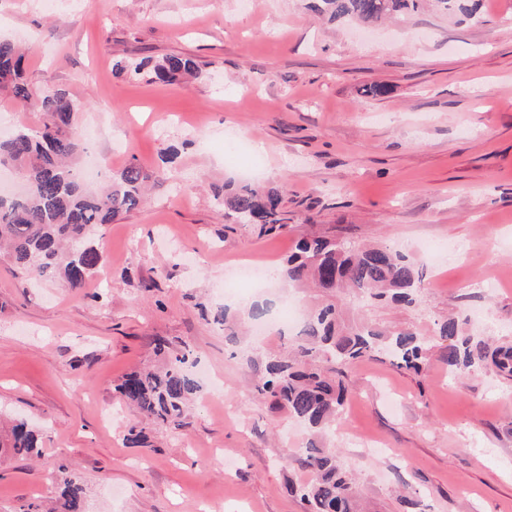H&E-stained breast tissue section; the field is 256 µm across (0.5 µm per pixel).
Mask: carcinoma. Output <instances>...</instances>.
<instances>
[{
    "label": "carcinoma",
    "instance_id": "obj_1",
    "mask_svg": "<svg viewBox=\"0 0 512 512\" xmlns=\"http://www.w3.org/2000/svg\"><path fill=\"white\" fill-rule=\"evenodd\" d=\"M331 14L348 15L371 22L421 0H321ZM23 54L17 43L0 39V91H7L20 109L34 108L41 125L21 127L11 138L0 139V165L10 164L25 182L26 192L0 197V245L9 249L13 265L38 276L63 278L71 288L81 287L97 269L101 254L92 244L96 229L119 214L139 208L145 199L146 176L130 165L99 191L88 189L72 161L79 146L72 123L80 105L57 88L32 89L24 79ZM117 74L132 71L149 82L174 81L185 74L199 75L196 64L180 56L150 62L118 61ZM228 215L241 224H259L270 232L285 227L281 195L274 187L227 183L221 195ZM285 284L309 280L329 296L352 294L366 303L390 298L411 306L418 301L419 272L416 264L399 251L377 245L359 248L345 239L305 234L296 251L273 274ZM217 322L224 336L236 340V317L223 310ZM448 339V366L469 369L491 364L512 380V342L492 348L462 334L459 320L436 323L435 335L411 330L389 334L365 321L345 324L341 304H322L308 314L300 341L286 355L266 353L249 359L261 374L259 396L271 400L300 420L314 434L332 430L342 418L346 389L336 376L368 357L384 356L399 369L418 373L425 363L434 336ZM157 353L164 363L157 370L128 374L116 390L150 422L160 427L183 425L189 404L200 397L202 386L191 371L192 349H171L160 343ZM16 456L39 454L35 432L25 421L12 425L0 436V452ZM301 467L312 473L303 484H290L305 512H355V485L343 469L336 449L310 442L297 449ZM63 512H83V485L59 467Z\"/></svg>",
    "mask_w": 512,
    "mask_h": 512
}]
</instances>
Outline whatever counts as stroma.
<instances>
[{"label": "stroma", "mask_w": 512, "mask_h": 512, "mask_svg": "<svg viewBox=\"0 0 512 512\" xmlns=\"http://www.w3.org/2000/svg\"><path fill=\"white\" fill-rule=\"evenodd\" d=\"M313 0H0V37L29 45L25 76L81 103L73 133L102 179L139 166V208L95 237L79 288L0 257V417L40 434L32 458L0 456V512L55 506L67 466L85 512H303L289 484L309 431L255 392L250 358L287 349L271 328L232 346L220 310L308 308L312 290L269 285L225 297L240 261L277 266L301 234L380 242L415 257L419 301L365 318L422 334L448 315L464 334L512 340V0H470L365 25ZM192 59V83L115 74L119 60ZM384 87L375 96L371 87ZM278 187L287 226L227 217L224 182ZM187 344L220 377L184 425L162 430L114 390ZM447 339L421 372L370 357L347 372L331 438L356 478L358 512H512V380L456 375ZM143 429L145 445L126 439Z\"/></svg>", "instance_id": "35a3bbf8"}]
</instances>
